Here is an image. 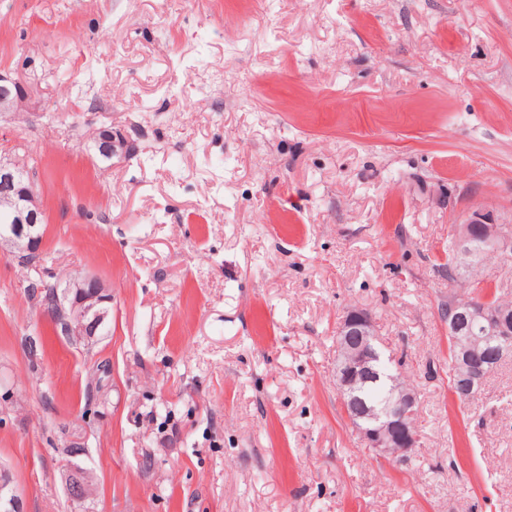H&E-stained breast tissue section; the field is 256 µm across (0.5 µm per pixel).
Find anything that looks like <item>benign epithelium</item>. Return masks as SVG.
<instances>
[{
  "label": "benign epithelium",
  "instance_id": "7a95c632",
  "mask_svg": "<svg viewBox=\"0 0 512 512\" xmlns=\"http://www.w3.org/2000/svg\"><path fill=\"white\" fill-rule=\"evenodd\" d=\"M21 103L19 86L1 74L0 112H18ZM96 143L100 156L112 157V130L99 131ZM0 204L7 205L14 217V224L0 233V239L13 243L15 257L24 262L41 248L44 210L35 185L23 179L20 160L2 154ZM452 233L453 263L459 271L460 284L468 283L470 272L480 267L485 255L494 254L502 260L512 258V231L489 222L479 210L453 225ZM48 293L49 312L64 335L87 340L104 327L108 316L105 303L110 297L98 278L74 275L63 286L51 285ZM448 335L453 342V394L467 401L497 365L512 354V310L491 307L478 297L453 299L448 306ZM377 341L372 314L357 306L349 308L336 328V390L361 441L378 456L402 459L418 447L415 417L419 400L415 389L395 383L381 408L368 406L360 397V391L375 378L381 363ZM86 475L85 469L74 465L64 474L70 496L79 502L89 497ZM0 512H21L20 498L4 473L0 475Z\"/></svg>",
  "mask_w": 512,
  "mask_h": 512
}]
</instances>
